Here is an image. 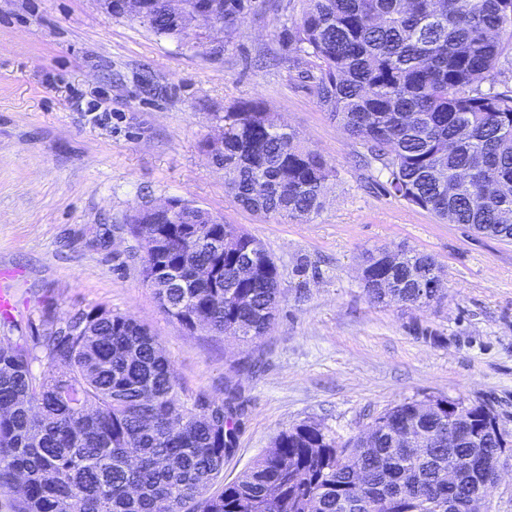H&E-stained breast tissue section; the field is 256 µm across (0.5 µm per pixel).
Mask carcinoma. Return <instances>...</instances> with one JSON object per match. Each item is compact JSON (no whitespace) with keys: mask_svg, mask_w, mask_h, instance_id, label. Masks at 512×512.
Returning a JSON list of instances; mask_svg holds the SVG:
<instances>
[{"mask_svg":"<svg viewBox=\"0 0 512 512\" xmlns=\"http://www.w3.org/2000/svg\"><path fill=\"white\" fill-rule=\"evenodd\" d=\"M193 0H142L155 34L180 37ZM224 36L246 0H217ZM512 44V0H307L288 45L320 107L388 173L389 191L442 222L512 239V89L498 64ZM224 143L201 142L224 170V189L264 217L308 222L322 210L335 166L257 101L219 117ZM186 200L163 249L186 284L161 288L153 256L143 279L162 311L187 331L198 323L244 344L265 336L280 299L278 267L237 224H208ZM372 303L426 308L444 297L434 258L379 250L362 259ZM200 267L214 283L193 278ZM250 274L242 273L244 268ZM0 322V512H478L479 490L500 448L482 406L404 400L373 419L372 441L346 440L302 422L216 494L236 446L242 409L193 393L150 330L106 307L43 314L22 342ZM40 362V373L33 363ZM419 430L421 452L396 438ZM457 465L456 479H442Z\"/></svg>","mask_w":512,"mask_h":512,"instance_id":"obj_1","label":"carcinoma"}]
</instances>
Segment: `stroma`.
Returning a JSON list of instances; mask_svg holds the SVG:
<instances>
[{"label":"stroma","instance_id":"obj_1","mask_svg":"<svg viewBox=\"0 0 512 512\" xmlns=\"http://www.w3.org/2000/svg\"><path fill=\"white\" fill-rule=\"evenodd\" d=\"M305 6L251 0L214 55L193 36L107 14L102 0H0V277L15 287L12 318L29 336L45 302L59 317L104 306L145 323L190 391L220 397L225 382L238 385L226 483L294 424L346 439L407 399L490 403L512 441V241L388 192L380 163L363 162L365 148L293 59L288 28ZM252 99L337 170L311 221L242 208L200 148L218 115ZM173 197L240 225L271 254L283 301L267 336L241 345L189 333L159 308L124 226L138 205ZM379 247L435 258L442 303H370L361 256Z\"/></svg>","mask_w":512,"mask_h":512}]
</instances>
